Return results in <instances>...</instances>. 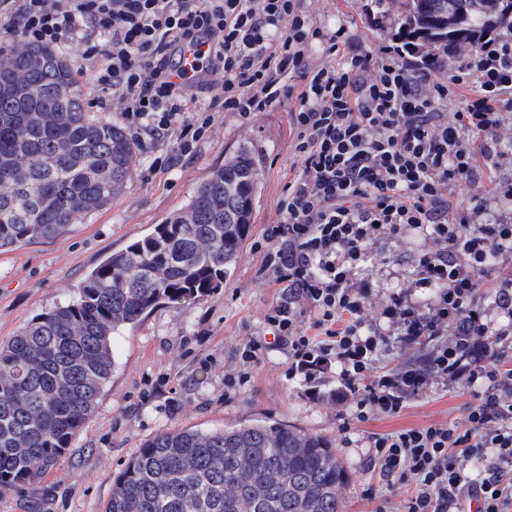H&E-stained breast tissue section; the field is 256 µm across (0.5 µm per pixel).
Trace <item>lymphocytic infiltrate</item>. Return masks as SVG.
<instances>
[{
	"instance_id": "f902f5d3",
	"label": "lymphocytic infiltrate",
	"mask_w": 512,
	"mask_h": 512,
	"mask_svg": "<svg viewBox=\"0 0 512 512\" xmlns=\"http://www.w3.org/2000/svg\"><path fill=\"white\" fill-rule=\"evenodd\" d=\"M0 31L39 47L68 42L136 132L193 153L220 112L249 120L291 100L297 172L264 236L262 272L283 285L264 314L288 347V377L309 398L337 371L339 400L362 420L398 413L421 373L379 372L392 339L440 337L431 371L465 379L463 424L376 435L381 485H413L407 512H512V278L478 303L490 256H512V29L460 52L450 71L329 27L306 0H0ZM208 39L205 75L178 80L179 46ZM473 91L456 111L457 87ZM497 175L481 189L482 171ZM467 189V206L455 192ZM424 238L406 285L371 313L367 270L389 241ZM433 291L427 305L415 292ZM312 313L303 325L304 313ZM491 336L492 347L474 339ZM490 456L469 478L459 462Z\"/></svg>"
}]
</instances>
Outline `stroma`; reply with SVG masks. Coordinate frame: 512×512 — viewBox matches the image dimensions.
I'll use <instances>...</instances> for the list:
<instances>
[{
  "instance_id": "1",
  "label": "stroma",
  "mask_w": 512,
  "mask_h": 512,
  "mask_svg": "<svg viewBox=\"0 0 512 512\" xmlns=\"http://www.w3.org/2000/svg\"><path fill=\"white\" fill-rule=\"evenodd\" d=\"M370 6V0H314L312 8L320 22L344 24L365 44L395 45V23L377 31ZM291 140L284 104L247 121L220 114L195 152L160 167L155 160L166 155V147L139 136L131 175L105 209L80 218L62 238L0 253L3 344L41 313L73 299L77 285L112 252L181 210L238 146L252 147L260 163L262 189L234 274L203 300L160 304L114 332L112 379L93 417L40 483L0 494V512H105L116 476L152 437L177 428L210 431L258 422L286 424L332 443L348 474L344 512H405L411 486L369 494L378 483L366 467L370 437L462 421L474 401L464 381L429 373L434 339L399 342L384 354L378 369H418L427 372V380L401 412L352 419L345 434L340 418L350 407L328 395L316 401L306 397L303 385L288 377L287 348L265 349L255 363L242 357L249 340L264 339V313L280 295L278 286L259 274L263 253L256 244L294 178ZM417 244L412 238L387 245L371 271L373 305L409 277ZM243 373L250 376L244 386H225V379Z\"/></svg>"
}]
</instances>
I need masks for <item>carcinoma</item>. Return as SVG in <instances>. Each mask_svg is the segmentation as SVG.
I'll return each instance as SVG.
<instances>
[{
    "label": "carcinoma",
    "instance_id": "1",
    "mask_svg": "<svg viewBox=\"0 0 512 512\" xmlns=\"http://www.w3.org/2000/svg\"><path fill=\"white\" fill-rule=\"evenodd\" d=\"M392 1L396 35L427 66L448 67L459 50L512 26V0H372L382 17ZM135 152L125 129L86 112L63 56L14 41L0 65V251L60 238L108 205ZM260 185L251 151L239 148L183 209L0 346V493L40 482L83 431L112 377L116 329L222 287ZM345 482L328 442L285 424L175 429L143 444L105 512H343Z\"/></svg>",
    "mask_w": 512,
    "mask_h": 512
}]
</instances>
